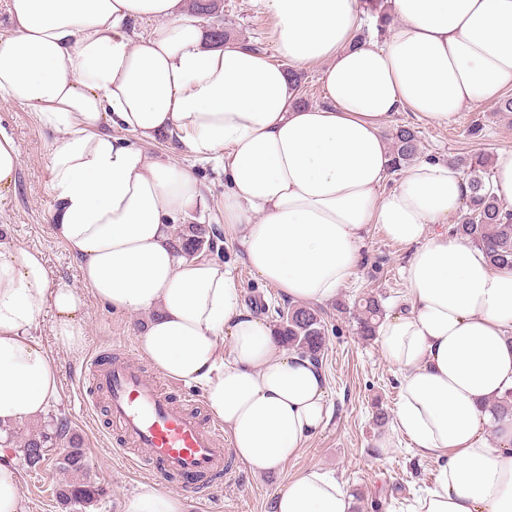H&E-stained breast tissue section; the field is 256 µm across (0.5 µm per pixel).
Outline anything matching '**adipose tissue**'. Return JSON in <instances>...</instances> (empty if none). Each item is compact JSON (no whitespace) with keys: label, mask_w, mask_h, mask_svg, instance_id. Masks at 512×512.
<instances>
[{"label":"adipose tissue","mask_w":512,"mask_h":512,"mask_svg":"<svg viewBox=\"0 0 512 512\" xmlns=\"http://www.w3.org/2000/svg\"><path fill=\"white\" fill-rule=\"evenodd\" d=\"M382 43L358 42L362 0H260L278 61L205 44L183 0H10L0 92L57 133L53 230L83 282L52 286L42 253L0 241V425L48 413L58 369L34 336L46 312L68 352L85 342V298L143 313L138 348L164 376L200 387L254 474L283 472L330 416L320 365L285 351L241 303L230 267L180 253L174 228L204 200L197 178L145 148L159 135L224 161V234L257 278L295 303L335 298L371 225L413 247L407 299L378 336L400 401L380 451L403 433L444 459L413 512H512V269L440 232L469 194L452 166L422 160L391 190L387 122L448 123L512 89V0H387ZM148 21V35L136 31ZM322 64L325 98L300 106L287 64ZM317 470L285 477L273 512H351ZM123 512H185L144 482Z\"/></svg>","instance_id":"ef3b65f1"}]
</instances>
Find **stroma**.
<instances>
[{
	"label": "stroma",
	"instance_id": "obj_1",
	"mask_svg": "<svg viewBox=\"0 0 512 512\" xmlns=\"http://www.w3.org/2000/svg\"><path fill=\"white\" fill-rule=\"evenodd\" d=\"M218 22L232 39L248 41L259 46L266 56L275 57L271 38L274 20L254 0H224ZM475 123L483 125L484 137L469 136L468 129ZM389 125L413 126L422 141L420 157L424 160L454 165L474 153L493 157L501 149L512 148V114L498 112L492 103L464 107L445 124L425 125L403 112L393 116ZM0 127L12 133L21 158L16 189L6 202L0 203V239L40 251L52 284L81 287L78 263L52 228L49 154L55 134L42 124L36 112L1 93ZM149 148L155 155L189 169L203 184L205 204L190 213V221L223 225V164L198 160L178 150L165 135L150 141ZM220 248L216 260L232 268L244 307L267 321H275L274 306H287V298L275 286L255 277L241 261L232 241L221 242ZM410 253L409 247L388 239L380 225H372L362 243L355 275L333 301L322 304L328 336L320 361L327 380L331 416L323 429L303 442L298 457L286 466L285 474L314 469L335 476L349 493L355 494L356 512H410L415 501L436 485L442 468L440 459L421 456L402 434L394 448L377 451L378 437L390 426L377 424L375 415L380 410L393 414L400 397L399 373L385 359L378 341L359 336L353 307L369 292L380 299L384 312H392L394 304L406 295L401 269ZM145 321L142 315H114L95 298H88L85 344L78 355L57 342L51 317H44L39 323L34 336L59 367L60 397L44 417L13 426V440L22 444L33 433L53 429L57 419H66L80 442L86 478L102 493L87 507L64 504L58 492L72 476L58 463L63 449L53 448L36 467H27L19 458L14 461L21 480L22 512H121L123 500L140 483L156 481L151 467L135 465L118 451L105 402L98 398L91 379L82 370L88 354L102 350L139 358L135 329ZM228 465L234 480H214L207 490L188 500V512H272L273 495L283 474L254 475L235 456Z\"/></svg>",
	"mask_w": 512,
	"mask_h": 512
}]
</instances>
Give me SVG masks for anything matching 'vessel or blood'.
Returning <instances> with one entry per match:
<instances>
[{
  "label": "vessel or blood",
  "instance_id": "b4317fda",
  "mask_svg": "<svg viewBox=\"0 0 512 512\" xmlns=\"http://www.w3.org/2000/svg\"><path fill=\"white\" fill-rule=\"evenodd\" d=\"M85 372L122 432L133 464L153 466L161 477H175L187 496L197 495L223 474L231 449L224 446L220 422L196 406L176 404L164 377L150 374L129 358L89 356Z\"/></svg>",
  "mask_w": 512,
  "mask_h": 512
}]
</instances>
